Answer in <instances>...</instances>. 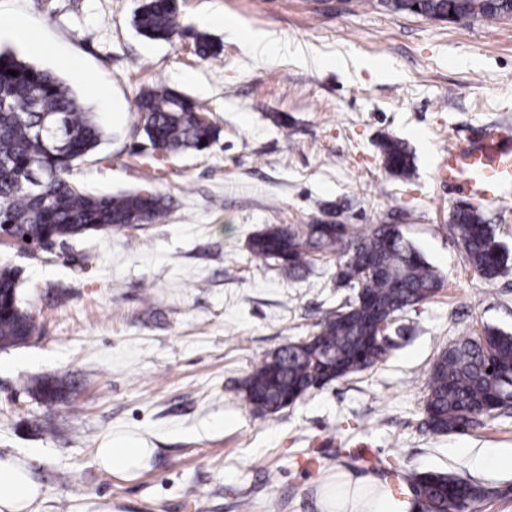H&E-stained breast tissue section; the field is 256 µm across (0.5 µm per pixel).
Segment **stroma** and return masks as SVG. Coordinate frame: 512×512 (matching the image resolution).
<instances>
[{"label": "stroma", "instance_id": "35a3bbf8", "mask_svg": "<svg viewBox=\"0 0 512 512\" xmlns=\"http://www.w3.org/2000/svg\"><path fill=\"white\" fill-rule=\"evenodd\" d=\"M141 0H0L33 48L0 52L47 69L105 131L75 181L100 194L150 188L165 223L92 232L32 254L0 244L21 270V303L39 332L0 350V456L29 463L45 497L34 512H322L324 480L346 469L385 478L450 471L486 489L475 512H512V411L464 433H433L424 403L434 359L489 327L512 332V268L487 281L447 225L469 197L441 183L437 157L490 125L512 130V19L453 22L396 14L368 0H177L184 35L134 29ZM265 32L256 48L224 19ZM203 34L217 57L195 53ZM383 62L382 80L358 69ZM163 84L200 103L220 136L203 152L153 154L135 100ZM407 143L415 173L385 169L377 143ZM398 224L443 278L395 315L385 359L312 390L275 414L239 389L256 364L305 339L355 289L337 255L300 275L252 257L266 226ZM70 381L47 402L27 382ZM124 437L153 448L140 474L110 473L96 448ZM367 449L371 461L358 455Z\"/></svg>", "mask_w": 512, "mask_h": 512}]
</instances>
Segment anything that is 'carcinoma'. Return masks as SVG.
Returning <instances> with one entry per match:
<instances>
[{"label":"carcinoma","mask_w":512,"mask_h":512,"mask_svg":"<svg viewBox=\"0 0 512 512\" xmlns=\"http://www.w3.org/2000/svg\"><path fill=\"white\" fill-rule=\"evenodd\" d=\"M393 13L450 21L512 17V0H378ZM142 36L169 41L183 33L175 0H142L133 16ZM203 59L220 48L205 35L195 37ZM18 75L12 76L8 71ZM141 129L152 150L167 155L202 152L218 138L189 97L164 85L143 89L137 99ZM46 124L52 133H39ZM104 138L93 113L86 111L53 73L0 53V226L9 242L24 237L65 242L89 232L162 222L171 201L141 189L112 196L91 193L71 179L75 166L92 155ZM385 168L394 176L411 174L412 155L395 138L379 144ZM450 231L459 239L467 263L492 281L508 258L496 225L474 207L454 210ZM252 256L277 262L288 276L304 270L314 254L338 255L340 280L358 289L356 299L320 323V330L262 359L246 378L242 400L276 413L312 389L344 379L380 361L387 353L377 325L432 297L441 278L398 224L353 228L320 220L302 226L270 225L249 241ZM19 271L0 266V349L26 342L37 324L20 304ZM492 372H487V369ZM56 377L36 381L30 391L54 402L67 394ZM512 393V333L488 327L442 351L431 368L424 410L436 434L461 431L498 412L497 401ZM422 512H466L485 490L448 472L414 475L408 483Z\"/></svg>","instance_id":"carcinoma-1"}]
</instances>
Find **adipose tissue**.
Instances as JSON below:
<instances>
[{
    "label": "adipose tissue",
    "instance_id": "adipose-tissue-1",
    "mask_svg": "<svg viewBox=\"0 0 512 512\" xmlns=\"http://www.w3.org/2000/svg\"><path fill=\"white\" fill-rule=\"evenodd\" d=\"M151 454V449L138 442L112 440L97 449L95 462L103 469L128 473L141 468ZM342 486V494H325L323 512H409V503L383 489L376 476L349 473ZM44 495V489L33 479L23 460L14 456L0 458V512H28Z\"/></svg>",
    "mask_w": 512,
    "mask_h": 512
}]
</instances>
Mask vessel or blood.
Listing matches in <instances>:
<instances>
[{
    "instance_id": "1",
    "label": "vessel or blood",
    "mask_w": 512,
    "mask_h": 512,
    "mask_svg": "<svg viewBox=\"0 0 512 512\" xmlns=\"http://www.w3.org/2000/svg\"><path fill=\"white\" fill-rule=\"evenodd\" d=\"M436 171L449 188H463L483 199L511 196L512 131L499 127L480 129L465 146L442 154Z\"/></svg>"
}]
</instances>
